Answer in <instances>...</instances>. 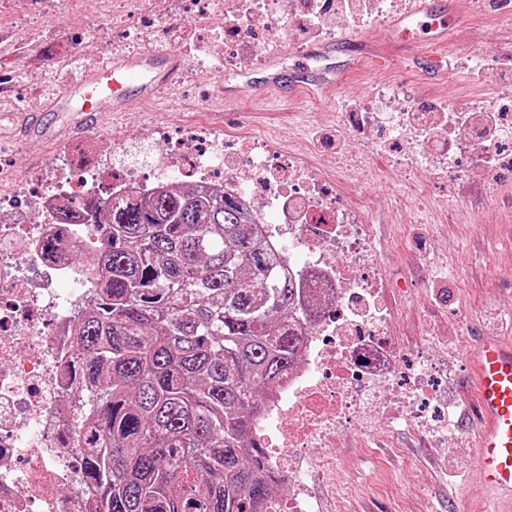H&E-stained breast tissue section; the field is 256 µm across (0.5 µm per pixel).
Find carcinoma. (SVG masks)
Wrapping results in <instances>:
<instances>
[{"mask_svg": "<svg viewBox=\"0 0 512 512\" xmlns=\"http://www.w3.org/2000/svg\"><path fill=\"white\" fill-rule=\"evenodd\" d=\"M77 211L109 229L67 364L89 388L75 424L97 512H262L274 482L254 423L296 364L300 289L221 194Z\"/></svg>", "mask_w": 512, "mask_h": 512, "instance_id": "1", "label": "carcinoma"}]
</instances>
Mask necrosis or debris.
I'll return each instance as SVG.
<instances>
[{"label": "necrosis or debris", "instance_id": "necrosis-or-debris-1", "mask_svg": "<svg viewBox=\"0 0 512 512\" xmlns=\"http://www.w3.org/2000/svg\"><path fill=\"white\" fill-rule=\"evenodd\" d=\"M278 2L231 0L225 45L248 44L257 58L309 23L297 2L276 22L249 25V17L272 13ZM344 124L376 133L381 148L405 139L396 160L424 161L436 179H466L475 165L493 180L512 167L511 112L485 111L457 124L440 112H388L373 99ZM155 134L154 163L113 162L112 194L172 183L236 197L261 224L278 265L321 308L320 318L304 326L299 367L280 380L257 424L265 467L287 490L271 498L267 512H315L312 484L328 475L336 439L350 425L377 417L388 399L423 425L440 413L422 395L433 384L430 373L400 363L392 316L371 311L387 286L373 249V203L350 200L331 174L330 145L322 138L298 153L250 132L233 133L228 148V139L205 124L176 137L161 125ZM71 196L65 170L57 168L33 200L43 223L18 214L0 224V512H95L96 497L80 483L76 463L73 410L83 385L67 363L105 229L61 223L59 208ZM49 238L60 250L48 260L42 244Z\"/></svg>", "mask_w": 512, "mask_h": 512}]
</instances>
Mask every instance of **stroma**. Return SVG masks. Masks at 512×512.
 Listing matches in <instances>:
<instances>
[{
  "mask_svg": "<svg viewBox=\"0 0 512 512\" xmlns=\"http://www.w3.org/2000/svg\"><path fill=\"white\" fill-rule=\"evenodd\" d=\"M152 2L160 20L144 25L131 2L115 10L97 0H58L46 11L40 0H0L1 163L17 164L25 174L45 172L70 154L72 140L56 135L68 113H44L42 135L27 139L17 135L21 115L116 51L176 50L183 74L167 111L133 94L123 111L100 121L91 134L103 148L115 136L130 144L151 140L159 124L178 133L205 121L219 132L249 129L302 151L374 96L478 111L512 99V7L501 8L499 0H463V15L437 11L403 28L392 21L408 0H373L364 20L326 14L317 27L293 32L275 49L280 68L303 67L311 45L348 39L357 44L353 60L334 56L342 74L328 94L285 96L274 106L259 85L230 103L216 90H203L200 61L212 62L215 75L232 84L261 75L263 64L224 54L221 42L211 41L223 18L201 20L186 0L173 10L165 0ZM443 29L448 41L435 50L448 71L437 80L420 70L419 59ZM377 53L389 56V67L375 69ZM347 192L376 203L375 247L392 283L383 303L394 317L399 354L408 365L429 355L440 405L448 407L466 396V355L477 337H512V199L481 177L433 180L380 150ZM370 427L367 451L356 446L358 430L337 439L336 485L319 489L320 512H485L470 416L453 414L425 431L405 409L388 406Z\"/></svg>",
  "mask_w": 512,
  "mask_h": 512,
  "instance_id": "35a3bbf8",
  "label": "stroma"
}]
</instances>
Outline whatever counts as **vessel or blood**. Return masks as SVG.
<instances>
[{
    "label": "vessel or blood",
    "instance_id": "vessel-or-blood-1",
    "mask_svg": "<svg viewBox=\"0 0 512 512\" xmlns=\"http://www.w3.org/2000/svg\"><path fill=\"white\" fill-rule=\"evenodd\" d=\"M315 67L290 74L276 64L265 70L266 87L292 90H329L337 73L327 66L332 50L325 45L311 49ZM181 62L175 53L152 51L136 56H112L70 84L44 106L48 112H71L74 120L65 137L90 130L94 120L118 111L129 92L144 98L157 96L180 77ZM473 385L482 425L478 432L476 468L483 486L494 493L512 495V344L495 338L479 343L472 357Z\"/></svg>",
    "mask_w": 512,
    "mask_h": 512
}]
</instances>
